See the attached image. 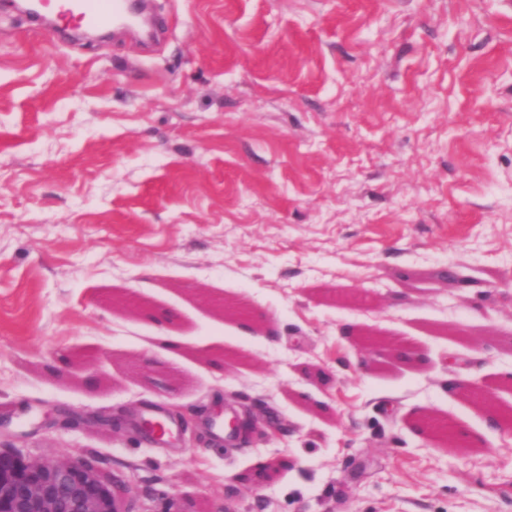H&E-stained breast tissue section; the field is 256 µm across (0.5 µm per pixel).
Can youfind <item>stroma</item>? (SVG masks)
<instances>
[{
    "label": "stroma",
    "mask_w": 512,
    "mask_h": 512,
    "mask_svg": "<svg viewBox=\"0 0 512 512\" xmlns=\"http://www.w3.org/2000/svg\"><path fill=\"white\" fill-rule=\"evenodd\" d=\"M155 4L148 50L0 0V451L131 512H512V430L448 392L512 409V0ZM220 404L267 441H215ZM452 384L458 387V395L471 398L480 403L490 415H498L495 396L491 391L460 378L455 379Z\"/></svg>",
    "instance_id": "1"
}]
</instances>
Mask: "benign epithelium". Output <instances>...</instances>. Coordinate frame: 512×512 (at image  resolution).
Wrapping results in <instances>:
<instances>
[{"mask_svg":"<svg viewBox=\"0 0 512 512\" xmlns=\"http://www.w3.org/2000/svg\"><path fill=\"white\" fill-rule=\"evenodd\" d=\"M458 394L483 405L497 415L494 394L475 383L457 378ZM421 425L452 442L454 425L439 419H424ZM227 435H250L255 440L267 437L266 431L251 418L233 412L224 419ZM282 466L279 460L261 464L247 480L254 485L266 481ZM0 512H115L112 508V480L100 475L94 464L84 459L57 456L47 460L29 458L19 450L0 452Z\"/></svg>","mask_w":512,"mask_h":512,"instance_id":"7a95c632","label":"benign epithelium"}]
</instances>
